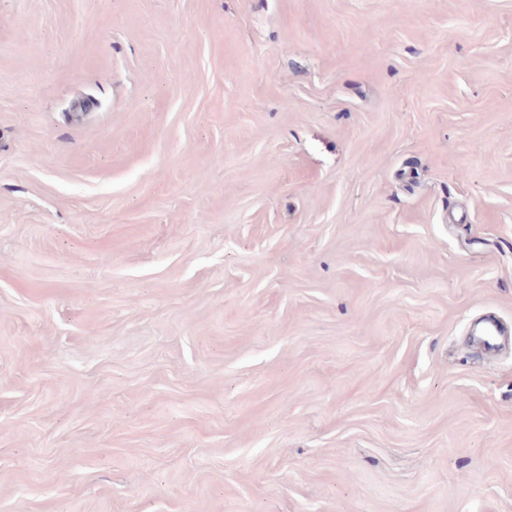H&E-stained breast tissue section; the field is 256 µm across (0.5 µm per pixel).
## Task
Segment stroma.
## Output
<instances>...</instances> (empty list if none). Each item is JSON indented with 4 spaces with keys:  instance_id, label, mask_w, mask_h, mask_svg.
<instances>
[{
    "instance_id": "1",
    "label": "stroma",
    "mask_w": 512,
    "mask_h": 512,
    "mask_svg": "<svg viewBox=\"0 0 512 512\" xmlns=\"http://www.w3.org/2000/svg\"><path fill=\"white\" fill-rule=\"evenodd\" d=\"M512 0H0V512H512Z\"/></svg>"
}]
</instances>
